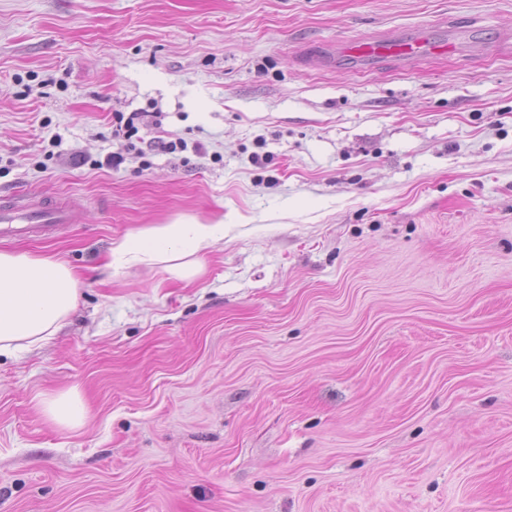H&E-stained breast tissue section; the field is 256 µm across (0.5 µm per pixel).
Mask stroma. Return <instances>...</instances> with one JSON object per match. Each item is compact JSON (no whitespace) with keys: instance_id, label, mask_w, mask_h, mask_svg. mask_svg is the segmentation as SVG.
I'll use <instances>...</instances> for the list:
<instances>
[{"instance_id":"1","label":"stroma","mask_w":512,"mask_h":512,"mask_svg":"<svg viewBox=\"0 0 512 512\" xmlns=\"http://www.w3.org/2000/svg\"><path fill=\"white\" fill-rule=\"evenodd\" d=\"M421 24L455 53L315 52ZM512 0H0V197L82 224L48 344L0 355V512H512ZM161 112L120 168L116 112ZM262 165H254L252 156ZM224 221L192 283L110 250ZM79 393L81 429L39 402Z\"/></svg>"}]
</instances>
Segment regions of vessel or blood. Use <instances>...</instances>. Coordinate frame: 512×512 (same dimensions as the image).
Masks as SVG:
<instances>
[{
    "instance_id": "1",
    "label": "vessel or blood",
    "mask_w": 512,
    "mask_h": 512,
    "mask_svg": "<svg viewBox=\"0 0 512 512\" xmlns=\"http://www.w3.org/2000/svg\"><path fill=\"white\" fill-rule=\"evenodd\" d=\"M456 41L447 30L428 25L416 26L391 35L339 43L321 55L323 66L344 57L369 67L387 59L402 63L444 56L455 52ZM81 215L63 201L35 202L20 194L0 198V236H41L58 224L81 223Z\"/></svg>"
}]
</instances>
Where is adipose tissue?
I'll use <instances>...</instances> for the list:
<instances>
[{
    "label": "adipose tissue",
    "mask_w": 512,
    "mask_h": 512,
    "mask_svg": "<svg viewBox=\"0 0 512 512\" xmlns=\"http://www.w3.org/2000/svg\"><path fill=\"white\" fill-rule=\"evenodd\" d=\"M224 238V223L180 218L139 230L112 247L109 267L160 264L193 280L203 269L202 253ZM81 279L68 264L50 257L0 250V354L49 341L76 307ZM40 409L54 424L80 427L86 408L74 391L44 398Z\"/></svg>",
    "instance_id": "1"
}]
</instances>
